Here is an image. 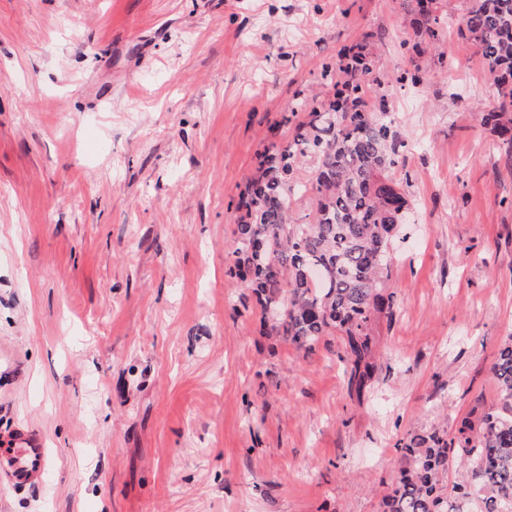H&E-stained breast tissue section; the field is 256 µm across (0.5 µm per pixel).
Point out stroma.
Returning <instances> with one entry per match:
<instances>
[{
    "instance_id": "1",
    "label": "stroma",
    "mask_w": 512,
    "mask_h": 512,
    "mask_svg": "<svg viewBox=\"0 0 512 512\" xmlns=\"http://www.w3.org/2000/svg\"><path fill=\"white\" fill-rule=\"evenodd\" d=\"M467 5L437 0L412 57L407 0H0V431L51 450L0 512H382L400 440L497 410L512 147L477 118L498 98ZM365 40L412 207L359 400L337 337L260 335L226 268L257 152Z\"/></svg>"
}]
</instances>
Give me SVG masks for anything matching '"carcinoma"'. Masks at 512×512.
I'll list each match as a JSON object with an SVG mask.
<instances>
[{
	"label": "carcinoma",
	"instance_id": "obj_1",
	"mask_svg": "<svg viewBox=\"0 0 512 512\" xmlns=\"http://www.w3.org/2000/svg\"><path fill=\"white\" fill-rule=\"evenodd\" d=\"M436 0H415L411 21L440 40ZM461 31L474 42L497 87L500 104L480 113L484 125L512 147V0H468ZM340 76L333 98L319 106L295 99L290 113L307 112L291 139L270 142L237 209L228 273L255 297L260 328L299 348L327 336L344 347L350 394L362 398L373 384L371 320L394 314L386 291L394 261L392 242L404 223L408 199L391 175L400 141L384 96L372 88L374 56L360 46L339 54L324 77ZM306 162L315 181L296 177ZM314 193L305 224L290 212L294 194ZM500 407L465 416L453 438L440 430L414 433L397 444L402 475L384 500V512H512V336L492 366ZM460 462L452 485L448 460Z\"/></svg>",
	"mask_w": 512,
	"mask_h": 512
}]
</instances>
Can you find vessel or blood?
<instances>
[{"mask_svg": "<svg viewBox=\"0 0 512 512\" xmlns=\"http://www.w3.org/2000/svg\"><path fill=\"white\" fill-rule=\"evenodd\" d=\"M51 451L45 436L28 426L0 435V483L20 490L41 485Z\"/></svg>", "mask_w": 512, "mask_h": 512, "instance_id": "vessel-or-blood-1", "label": "vessel or blood"}]
</instances>
